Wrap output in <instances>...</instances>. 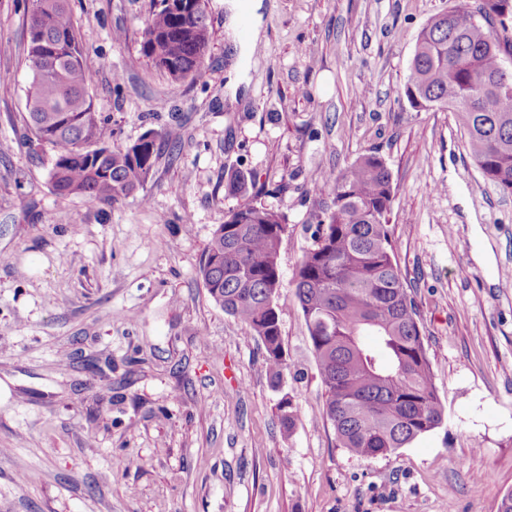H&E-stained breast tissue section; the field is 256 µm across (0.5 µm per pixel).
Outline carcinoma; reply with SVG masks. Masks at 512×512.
I'll return each mask as SVG.
<instances>
[{"mask_svg": "<svg viewBox=\"0 0 512 512\" xmlns=\"http://www.w3.org/2000/svg\"><path fill=\"white\" fill-rule=\"evenodd\" d=\"M26 91L29 126L53 152L49 181L61 196L113 204L135 196L158 158L156 142L115 152L112 129L95 111L92 65L68 0H33ZM512 0H454L420 30L404 93L418 110L455 113L464 146L483 179L512 194ZM210 38L201 0H159L144 22L141 52L174 82L201 73ZM330 197L312 215L314 244L296 264L294 286L339 447L359 458L386 457L439 427L445 408L391 238V173L372 151L324 175ZM224 212L200 274L212 298L260 340L273 386L285 352L275 302L283 281L285 215L256 200L255 181L235 170ZM284 434L294 430L288 395L279 404Z\"/></svg>", "mask_w": 512, "mask_h": 512, "instance_id": "1", "label": "carcinoma"}]
</instances>
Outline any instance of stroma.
I'll list each match as a JSON object with an SVG mask.
<instances>
[{"instance_id":"35a3bbf8","label":"stroma","mask_w":512,"mask_h":512,"mask_svg":"<svg viewBox=\"0 0 512 512\" xmlns=\"http://www.w3.org/2000/svg\"><path fill=\"white\" fill-rule=\"evenodd\" d=\"M157 0H70L112 149L174 129L137 196L53 193L24 121L32 0H0V512H498L512 492V195L486 183L452 112L410 106L418 33L452 0H262L251 55L235 0H205L200 77L140 50ZM374 151L395 255L445 407L394 455L339 448L291 284L325 171ZM250 173L285 214L286 364L200 276ZM297 415L284 436L278 402Z\"/></svg>"}]
</instances>
